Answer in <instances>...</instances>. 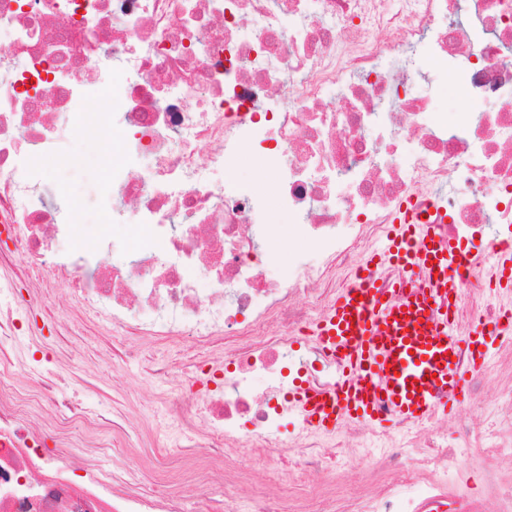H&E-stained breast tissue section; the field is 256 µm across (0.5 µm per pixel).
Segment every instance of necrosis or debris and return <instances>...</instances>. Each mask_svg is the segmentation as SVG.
<instances>
[{
  "label": "necrosis or debris",
  "instance_id": "4bbe7bcc",
  "mask_svg": "<svg viewBox=\"0 0 512 512\" xmlns=\"http://www.w3.org/2000/svg\"><path fill=\"white\" fill-rule=\"evenodd\" d=\"M1 31L0 265L22 255L71 280L129 355L187 337L206 354L156 373L172 443L100 466L95 432L114 421L61 397L34 355L8 352L31 339L47 294L0 279V512H186L190 497L209 512H336L331 462L349 433L367 443L358 463L392 468L364 512H393L447 475L453 458L411 456L405 426L342 420L325 439L290 393L333 384L310 331L404 202L443 216L449 239L493 223L512 241V0H0ZM421 55L456 77L455 121L419 93ZM101 99L107 111L78 120ZM117 129L122 159L93 212L114 223L132 213L155 245L105 237L60 252L84 207L48 199L35 158L62 137ZM250 151L310 246L276 277L256 258L273 233L263 199L213 178ZM448 183V197L432 195ZM289 418L288 471L320 476L293 511L257 469L279 454ZM75 425L86 431L81 475L64 465Z\"/></svg>",
  "mask_w": 512,
  "mask_h": 512
}]
</instances>
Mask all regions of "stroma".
<instances>
[{
  "instance_id": "stroma-1",
  "label": "stroma",
  "mask_w": 512,
  "mask_h": 512,
  "mask_svg": "<svg viewBox=\"0 0 512 512\" xmlns=\"http://www.w3.org/2000/svg\"><path fill=\"white\" fill-rule=\"evenodd\" d=\"M42 164L53 175L47 188L49 195L83 199L95 205L98 190L103 189L112 165L101 145L80 140L61 141L56 152L43 158ZM236 175L226 180L229 188L263 195L268 211L273 212L276 231L273 243L277 254L262 251L259 259L269 274H276L291 262L296 252L305 250V241L295 239L291 219L278 213L275 193L266 191V171L251 155H243L235 165ZM77 233L69 249L79 251L91 247L95 240L107 235L129 245L144 240L143 231L134 224H113L76 217ZM45 329L38 339V357L46 372L59 370L58 358L63 347H70L74 368L60 384L61 393L84 406L98 407L114 414L125 423V430L114 438L119 448H152L166 445L167 435L156 412L159 387L156 369L170 362H188L201 350L190 340L176 345H145L138 365L127 367L120 338L92 315L72 308L59 311L49 304L43 318ZM512 412V344L496 343L487 366L474 371L464 403L445 414V426L414 436L417 445H437L449 454L458 455L456 473L443 493L449 507L456 512H512V426L500 420ZM466 420L477 439L492 438L505 447L506 455L484 467L474 457L459 456L463 436L459 420ZM382 471L359 466L336 469L337 512H356L383 488Z\"/></svg>"
}]
</instances>
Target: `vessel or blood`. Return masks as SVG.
I'll list each match as a JSON object with an SVG mask.
<instances>
[{"label":"vessel or blood","instance_id":"vessel-or-blood-1","mask_svg":"<svg viewBox=\"0 0 512 512\" xmlns=\"http://www.w3.org/2000/svg\"><path fill=\"white\" fill-rule=\"evenodd\" d=\"M400 266L418 288L399 294L378 275ZM489 265L488 280L512 296V246L483 247L481 255L453 246L439 224L425 223L415 205L404 206L381 249L370 256L352 287L343 289L314 335L336 359L334 388L298 386L293 398L315 427L331 432L340 418L385 426L388 418L418 423L459 402L467 368L463 356L488 362L512 325L477 323L458 328L463 282Z\"/></svg>","mask_w":512,"mask_h":512}]
</instances>
